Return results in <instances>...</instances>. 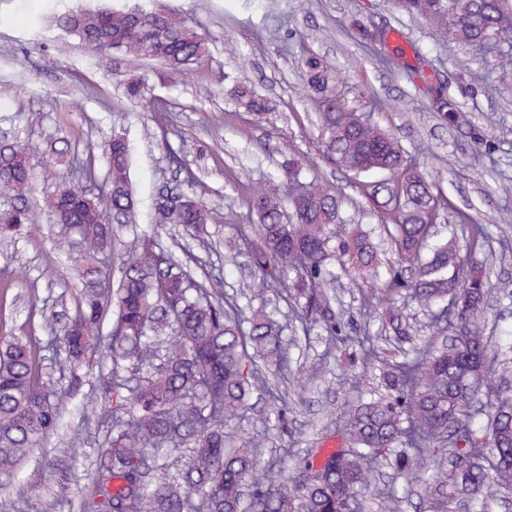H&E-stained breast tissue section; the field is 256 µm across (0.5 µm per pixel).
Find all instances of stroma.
<instances>
[{"label":"stroma","instance_id":"stroma-1","mask_svg":"<svg viewBox=\"0 0 512 512\" xmlns=\"http://www.w3.org/2000/svg\"><path fill=\"white\" fill-rule=\"evenodd\" d=\"M362 0H163L164 5L205 38L209 53L181 75H163L152 60L102 57L49 22V15L82 7L148 5L149 0H0V138L28 144L37 176V201L52 193L71 166L69 159L48 157L50 141L68 140L78 152L102 155L112 132L123 134L131 154L130 178L138 230L157 221L154 199L173 173L170 153H179L195 173L192 192L212 211V247L193 244L180 227L158 234L171 250L191 246L206 265L223 267L228 289L253 285L246 257L225 262L230 225L249 221L246 200L278 177L285 156L296 158L301 174L318 178L343 200L348 215L361 217L364 204L352 174L323 156L321 133L303 82V60L316 55L327 67L336 92L355 104L378 98L387 111L375 121L394 135L409 156L431 167L436 184L458 209L489 227L486 249L492 273L512 278V224L498 223L499 212L512 208V99L498 97L493 86L512 83V38L495 53L439 39L419 19L404 15L394 0H372L363 13L367 26L398 28L394 41L405 49L403 61H388L384 46L362 42L350 25ZM431 61L440 80L462 103L475 124L493 118L489 142L479 144L448 128L426 108V97L411 81L404 63L416 54ZM467 57L471 69L454 68ZM142 79L148 100L165 101L168 133L160 135L145 102L125 98L121 78ZM248 86L263 95L270 110L263 118L239 111L235 95ZM69 238L49 209L29 237L0 238V327H20L31 303L47 317L72 308L76 290L68 276ZM341 337L360 331L383 335L382 321L362 302V292L348 277L336 282ZM485 334L499 359H512V297L493 299L485 313ZM295 412L288 438L269 439L274 455L301 459L310 448H340L349 405L379 388L378 372L362 362H348L340 350H328L323 337L299 338L291 350ZM96 434L85 428L78 398L67 401L64 427L36 449L12 475H0V492L19 498L21 512H82L80 487L95 463ZM424 479L382 467L380 487L395 490L399 512H426Z\"/></svg>","mask_w":512,"mask_h":512}]
</instances>
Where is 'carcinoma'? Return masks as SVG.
Masks as SVG:
<instances>
[{
  "instance_id": "1",
  "label": "carcinoma",
  "mask_w": 512,
  "mask_h": 512,
  "mask_svg": "<svg viewBox=\"0 0 512 512\" xmlns=\"http://www.w3.org/2000/svg\"><path fill=\"white\" fill-rule=\"evenodd\" d=\"M441 39L490 49L512 35V0H395ZM55 25L105 57L114 53L158 61L174 72L206 55L205 40L162 3L149 8L70 10ZM423 88L427 108L448 127L475 128L457 98L433 83L425 63L410 70ZM304 80L325 132V152L353 173L360 196L388 229L397 261L382 267L369 235L359 227L336 234L342 200L318 179L300 181V195L284 192L299 181L295 162L285 160L282 180L250 197L249 224H230L232 252L248 256L259 286L240 296L224 291V269L191 272L193 254L178 259L152 234H142L119 257L120 278L107 271L119 226L108 214L134 215L131 156L126 138L114 133L104 144L107 171L94 206L85 183L95 181L96 156L51 147L72 156L76 182L48 206L56 223L76 238L72 275L81 283L62 329L35 335L44 309L32 303L20 332L0 333V475L15 472L42 441L57 431L65 398L78 391L99 360L107 374L81 402L85 424L110 417L83 487L85 512H367L378 492L382 462L404 474L431 473L424 494L431 512H448L452 490L469 503L512 496V389L491 381V341L483 314L492 296L511 297L512 281L490 282L475 254L488 243L486 227L457 211L435 181L408 159L399 141L370 122L361 108L336 95L315 56L305 61ZM239 109L260 117L266 98L251 88L236 95ZM35 171L25 145L0 143V232L26 235L37 223L32 204ZM157 223L184 224L201 233L211 211L185 195L155 199ZM457 224L474 257L460 263L455 241H432ZM365 288L363 303L381 311L399 343H412V326L393 296L409 294L433 312L436 346H414L385 362L381 378L388 396L352 407L343 437L346 448H312L287 467L263 459L271 429L288 436V404L276 380L288 375V327L309 335L320 328L336 343V303L328 293L333 268ZM360 360L381 357L368 333L347 338ZM61 353L70 374L62 386L43 374L40 352ZM265 399L274 418L263 430L233 440L251 410Z\"/></svg>"
}]
</instances>
